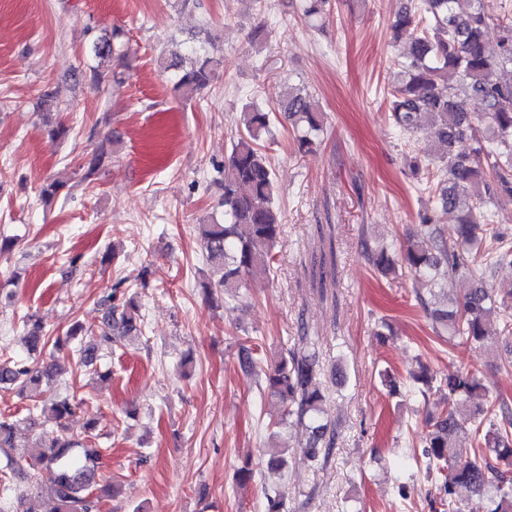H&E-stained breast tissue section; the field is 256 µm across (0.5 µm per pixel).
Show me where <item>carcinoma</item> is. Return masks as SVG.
Wrapping results in <instances>:
<instances>
[{
	"label": "carcinoma",
	"mask_w": 512,
	"mask_h": 512,
	"mask_svg": "<svg viewBox=\"0 0 512 512\" xmlns=\"http://www.w3.org/2000/svg\"><path fill=\"white\" fill-rule=\"evenodd\" d=\"M491 20L485 0H412L401 7L393 22L395 33L413 31L402 54L404 79L389 93L390 119L410 138L423 125L433 129L442 152L414 158L415 176L423 178L418 190L435 195L436 207L419 215L416 230L406 235L400 249L366 239L365 255L383 275L409 273L428 286L430 295L451 277L473 281V288L452 307L435 306L421 293L417 300L431 320L434 334L450 343L463 340L478 347L492 336L512 337V288H495L490 282L496 266L512 264V244L494 224L493 207L512 197V82L497 77L512 66V20L499 23L500 34L490 43L485 30ZM218 61L197 56L193 67L174 75V90L191 97L214 77ZM458 83L439 91L438 81L448 72ZM470 96L476 111L463 112L454 98ZM283 117L291 126L298 150H308L324 133V113L306 91H290L277 111L256 104L245 106L236 118L237 134L221 170L224 221L198 225V235L214 278L203 288L235 300L248 283L268 279L274 263L272 250L281 234L275 207V173L261 151L271 125ZM456 216L457 236L442 234L443 218ZM100 331L68 347L84 332L75 324L65 337L47 336L44 326L26 321L23 338L36 360L0 361V388H11L32 398L31 422L47 414L61 428L75 409V396L56 394L52 386L61 375L54 353L71 351L76 365L94 368L101 353L141 332L138 295L111 288L102 300ZM242 364L261 378V389L277 407L274 427L292 421L305 428V460L315 462L329 453L334 437L324 422L325 385L315 342L299 338L297 348L262 367L249 349H242ZM436 391L446 395L448 406L431 417L424 435L422 456L428 466L447 470L442 484L448 512H512V404L499 397L472 412L469 432L472 447L481 450L472 459L457 443L456 415L476 394L485 391L479 371L456 367L440 378ZM95 423L85 424L83 437L62 434L40 439L35 449L14 443V426L0 419V457L4 458V492L23 505L32 500L43 478L52 494L38 500L39 507L20 512H98L102 498L113 493L102 485L103 452L93 447ZM460 488L470 500H456Z\"/></svg>",
	"instance_id": "carcinoma-1"
}]
</instances>
